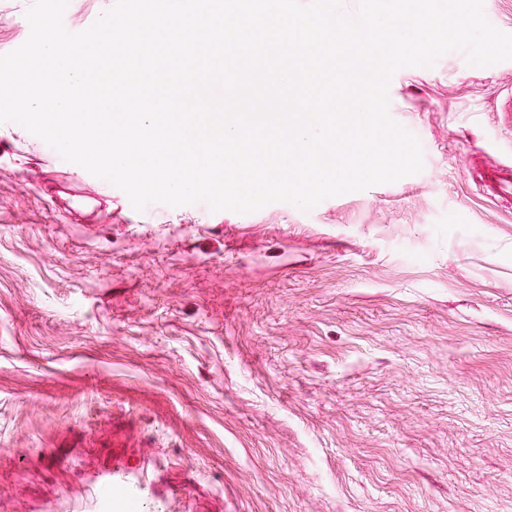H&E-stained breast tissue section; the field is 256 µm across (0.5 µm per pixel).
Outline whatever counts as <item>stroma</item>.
<instances>
[{"label": "stroma", "mask_w": 512, "mask_h": 512, "mask_svg": "<svg viewBox=\"0 0 512 512\" xmlns=\"http://www.w3.org/2000/svg\"><path fill=\"white\" fill-rule=\"evenodd\" d=\"M511 90L400 69L422 171L308 211L139 212L0 123V512H512V214L477 181Z\"/></svg>", "instance_id": "obj_1"}]
</instances>
